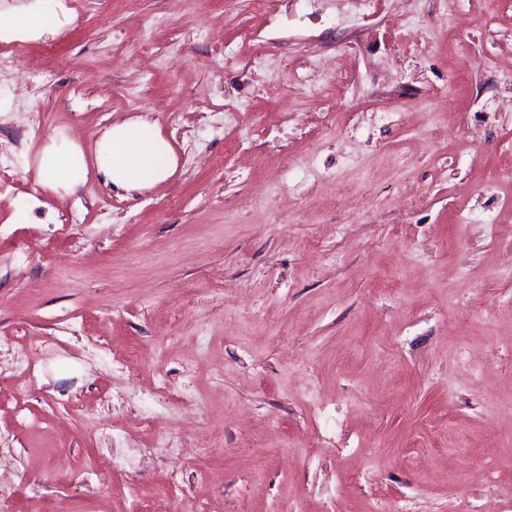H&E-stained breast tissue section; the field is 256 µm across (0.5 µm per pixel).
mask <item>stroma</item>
I'll list each match as a JSON object with an SVG mask.
<instances>
[{
	"mask_svg": "<svg viewBox=\"0 0 512 512\" xmlns=\"http://www.w3.org/2000/svg\"><path fill=\"white\" fill-rule=\"evenodd\" d=\"M462 3L435 24L414 0L418 55L398 0L359 23L337 2L295 21L292 0H87L0 46L9 512H512V110L482 64L512 58L486 35L512 29V0ZM155 16L167 26L146 31ZM289 57L324 63L320 97L289 89ZM230 99L249 104L237 145ZM129 117L173 143L167 181L125 192L91 165L51 186L52 138L89 153ZM168 431L189 435L184 456Z\"/></svg>",
	"mask_w": 512,
	"mask_h": 512,
	"instance_id": "obj_1",
	"label": "stroma"
}]
</instances>
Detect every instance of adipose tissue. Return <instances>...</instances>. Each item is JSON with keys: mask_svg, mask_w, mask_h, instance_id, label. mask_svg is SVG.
Listing matches in <instances>:
<instances>
[{"mask_svg": "<svg viewBox=\"0 0 512 512\" xmlns=\"http://www.w3.org/2000/svg\"><path fill=\"white\" fill-rule=\"evenodd\" d=\"M59 22V13L49 11L46 0H32L16 12L0 14V40H35ZM85 159L81 145L63 137L45 147L41 166L54 187L67 190L85 172ZM93 159L104 181L126 192L153 187L172 176L177 167L174 150L161 130L139 117L114 124L97 141Z\"/></svg>", "mask_w": 512, "mask_h": 512, "instance_id": "1", "label": "adipose tissue"}]
</instances>
